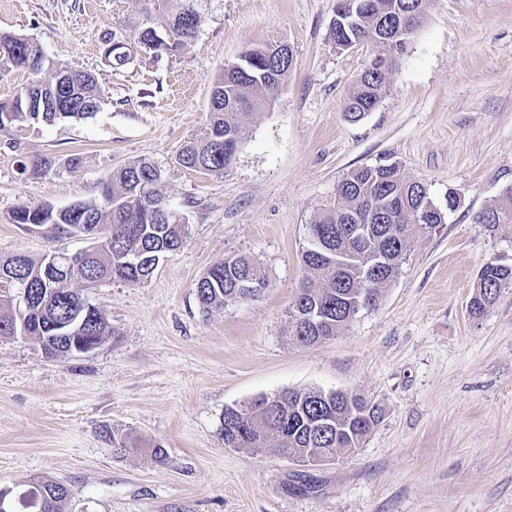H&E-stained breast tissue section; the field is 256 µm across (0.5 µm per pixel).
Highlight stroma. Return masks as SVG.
Here are the masks:
<instances>
[{
	"label": "stroma",
	"instance_id": "1",
	"mask_svg": "<svg viewBox=\"0 0 512 512\" xmlns=\"http://www.w3.org/2000/svg\"><path fill=\"white\" fill-rule=\"evenodd\" d=\"M196 4L192 43L113 68L104 40L135 17V0H0V33L32 38L47 66L92 73L102 91L91 118L0 131V257L86 248L13 224L14 207L97 198L140 158L161 168L188 228L147 282L85 289L112 330L95 352L50 358L36 339L0 336V489L63 483L68 512H512V288L482 317L468 312L481 265H512V224L474 221L512 188V0H432L388 94L357 121L344 104L366 50L336 46L337 0ZM277 41L293 69L246 116L233 163L183 167L225 64ZM73 154L81 168H65ZM41 156L60 161L57 174L22 177L20 161ZM379 162L457 206L415 241L377 308L334 340L295 345L307 227L335 207L349 171ZM232 254L257 261L269 288L203 313L196 283ZM309 389L379 405L362 447L318 467L225 447L226 407ZM117 440L137 448L117 453ZM157 445L165 463L145 454Z\"/></svg>",
	"mask_w": 512,
	"mask_h": 512
}]
</instances>
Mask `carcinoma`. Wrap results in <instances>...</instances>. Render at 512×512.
<instances>
[{
	"mask_svg": "<svg viewBox=\"0 0 512 512\" xmlns=\"http://www.w3.org/2000/svg\"><path fill=\"white\" fill-rule=\"evenodd\" d=\"M138 14L124 32L107 41L105 57L110 65L129 63L135 48L156 55L179 51L196 37L200 15L195 0H138ZM431 0H338L337 22L331 33L336 45L352 40L368 44L383 65L362 72L345 103V111L359 117L376 108L387 93V76L395 71ZM273 44L248 49L246 67H224L211 90L209 113L200 136L186 142L179 162L188 169L222 174L235 158L243 139L242 118L268 104L272 94L288 79L292 63L266 56ZM0 77L13 71L28 73L13 99L0 102V130L30 124H55L90 117L102 102L96 77L59 66L46 84L53 94L36 97L32 80L45 70V56L33 39L0 35ZM53 157L21 164L20 173L33 178L56 174ZM161 169L146 159L130 161L112 172L108 191L99 199L78 201L64 208L51 204L21 203L13 221L27 229L46 228L56 239L83 237L89 247L71 268L59 276L47 265L48 255L32 258L16 254L0 259V286L14 287L21 272L29 283L31 302L19 309L0 300V335L33 336L49 357L70 355L81 343H93L110 335L109 323L98 306L72 284L87 285L107 280L141 284L153 276L167 254L180 249L187 225L170 213L160 192ZM336 208L308 225V245L302 261L310 272L300 286L290 312L289 336L302 346L334 339L362 309L377 307L382 287L398 274L414 241L445 223V214L429 196L427 186L406 178L395 163L365 165L351 170L337 187ZM352 214L366 216V235L354 231ZM475 222L489 230L512 223V188L502 199L478 212ZM390 250L388 266L374 264L371 252ZM248 282L253 289L241 285ZM512 286V267L485 262L480 268L469 305L473 318L481 317L503 289ZM268 288L261 267L246 256L227 257L210 267L196 284L203 312L259 298ZM318 307L321 333H306L299 324L301 306ZM88 317L76 332L63 331L62 323L79 309ZM330 425L315 434V422ZM381 419L379 408L357 394H338L317 389L289 390L261 396L223 416L224 447L259 450L270 446L286 456L299 452L344 454L361 446ZM41 512H66L69 490L54 481H35Z\"/></svg>",
	"mask_w": 512,
	"mask_h": 512,
	"instance_id": "cac0c4a2",
	"label": "carcinoma"
}]
</instances>
